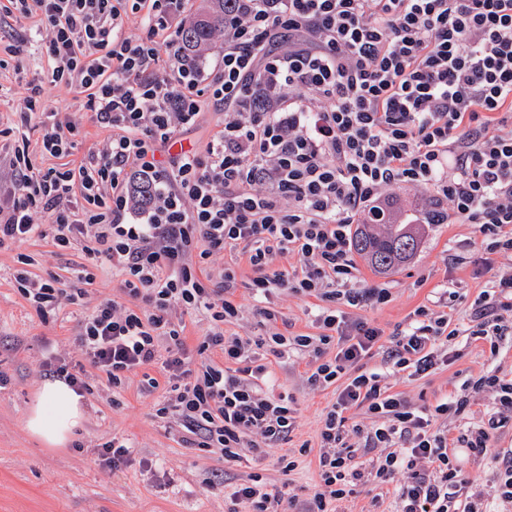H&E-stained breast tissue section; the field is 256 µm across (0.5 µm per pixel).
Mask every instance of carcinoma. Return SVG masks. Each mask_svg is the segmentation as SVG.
Here are the masks:
<instances>
[{
    "instance_id": "obj_1",
    "label": "carcinoma",
    "mask_w": 512,
    "mask_h": 512,
    "mask_svg": "<svg viewBox=\"0 0 512 512\" xmlns=\"http://www.w3.org/2000/svg\"><path fill=\"white\" fill-rule=\"evenodd\" d=\"M224 3L226 0H201L197 11L179 30L185 54L199 59L212 49L215 33L224 29ZM421 241V225L398 224L378 212L370 222L356 225L353 249L374 272L389 275L415 257Z\"/></svg>"
}]
</instances>
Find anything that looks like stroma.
Segmentation results:
<instances>
[{
	"instance_id": "stroma-1",
	"label": "stroma",
	"mask_w": 512,
	"mask_h": 512,
	"mask_svg": "<svg viewBox=\"0 0 512 512\" xmlns=\"http://www.w3.org/2000/svg\"><path fill=\"white\" fill-rule=\"evenodd\" d=\"M47 33L46 23L21 21L11 37L0 40V202H6L12 183L6 164L17 139V112L28 94L30 81L42 77L46 62L40 45ZM44 95L60 121H79L82 134L77 139L75 158L102 143L110 134L87 111L81 94L62 85L45 84ZM425 234L414 260L400 271L383 277L365 261H358L357 284L364 288L388 289L387 303L358 309L383 332L380 346L364 361L370 371L385 374L393 391L402 393L414 406H428L443 400L471 375L500 369L512 371V339L491 349L489 342L468 335L449 341L456 358L427 376H408L385 362V348L397 330L406 327L417 307L432 305L446 290H460V328H468V314L474 300L486 290L488 269L512 271V257L492 253L481 245L468 224H424ZM33 257V276L45 282L61 280L70 269L83 263L80 250L57 248L51 238H35L0 250V371L9 383L0 388V512H246L235 504L229 487L261 474L268 493L281 499V512H300L309 502L318 482L319 448L317 435L323 413L336 399L335 387L315 388L306 381L307 361L303 358L267 354L270 376L266 384L272 394H291L299 409L296 426L288 444L269 449L265 459L244 457L228 463L223 456L182 443L181 429L174 419L156 417L155 409L164 400L163 390L146 395L141 391L144 376L161 377L160 365L129 373L121 388H112L105 373L85 367L82 378L88 389L83 398L87 417L71 444L54 450L31 436L25 427L28 409L39 386L45 382L44 362L57 357L68 363L80 361L77 335L85 316L104 297L118 295L120 278L108 263L98 262L94 280L82 307L62 305L55 316L41 319L14 285L18 254ZM253 272L240 265L236 292L242 306L237 321L224 327L225 335L263 336L271 326L255 315V301L246 284ZM275 308L290 323V334L319 335L314 322V301L276 289ZM119 440L130 446L127 465L109 470L98 464L96 449ZM309 445L297 467L283 471L282 455ZM464 470L474 490L483 494L484 512H512V503L495 491L492 455L465 456ZM340 512H397L394 487H379L367 481L356 488Z\"/></svg>"
}]
</instances>
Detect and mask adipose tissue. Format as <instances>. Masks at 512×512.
<instances>
[{
	"label": "adipose tissue",
	"instance_id": "obj_1",
	"mask_svg": "<svg viewBox=\"0 0 512 512\" xmlns=\"http://www.w3.org/2000/svg\"><path fill=\"white\" fill-rule=\"evenodd\" d=\"M86 417L82 396L61 380L45 381L26 418V428L46 447L62 448Z\"/></svg>",
	"mask_w": 512,
	"mask_h": 512
}]
</instances>
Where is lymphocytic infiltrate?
<instances>
[{
	"mask_svg": "<svg viewBox=\"0 0 512 512\" xmlns=\"http://www.w3.org/2000/svg\"><path fill=\"white\" fill-rule=\"evenodd\" d=\"M186 0H0V20L40 18L47 75L75 86L97 122L112 131L75 164L35 166L28 137L9 159L15 182L0 206V247L52 234L79 247L88 266L56 285L33 279L18 255L21 296L41 317L61 301L82 304L91 266L107 262L128 303L101 299L80 326L84 361L113 387L128 373L161 364L165 382L145 377L144 394L164 389L158 417L175 416L191 448L261 459L287 442L293 396L262 386L270 345L310 354L307 380L336 386L318 433L319 485L308 512H333L364 476L397 490L400 512H477L457 449L495 450L500 498L512 500V448L497 432L512 421V377L488 371L431 407L412 406L363 361L383 332L357 316L388 302L382 288L355 285L351 239L356 218L377 210L400 185L425 188L431 224H470L490 251L512 253V0H240L224 19V50L207 70L178 44L175 20ZM140 33H127L129 17ZM224 120L204 149H178L179 132L207 111ZM22 126L48 118L40 152L72 154L80 130L54 121L34 81L18 112ZM152 186L141 203L138 184ZM50 218L36 224V214ZM231 264L205 272L212 256ZM298 255L292 269L277 258ZM253 272L263 299L256 313L273 325L274 289L318 300L319 336L281 333L243 339L224 333L241 311L235 261ZM460 299L416 308L395 333L394 368L433 373L438 348L458 336ZM205 314L210 330L196 354L186 324ZM471 335L497 344L512 336V273L498 275L474 303ZM224 356L215 363L211 352ZM498 393V409L456 436L433 428L443 416L471 414L477 395ZM378 419L363 430L352 410ZM382 454L359 462L353 444Z\"/></svg>",
	"mask_w": 512,
	"mask_h": 512,
	"instance_id": "obj_1",
	"label": "lymphocytic infiltrate"
}]
</instances>
